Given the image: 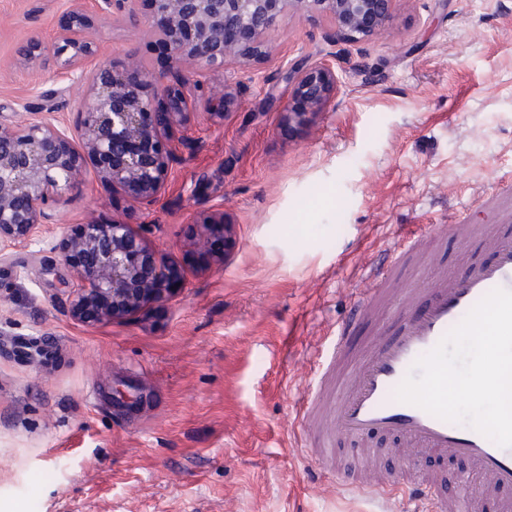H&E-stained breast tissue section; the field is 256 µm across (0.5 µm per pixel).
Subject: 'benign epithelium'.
<instances>
[{
    "instance_id": "7a95c632",
    "label": "benign epithelium",
    "mask_w": 512,
    "mask_h": 512,
    "mask_svg": "<svg viewBox=\"0 0 512 512\" xmlns=\"http://www.w3.org/2000/svg\"><path fill=\"white\" fill-rule=\"evenodd\" d=\"M308 3L331 15L333 42L357 41L381 30L399 0H151L152 22L171 66L146 74L131 64L121 72L100 67L91 74L90 94L81 105L73 140L45 118L0 124V250L25 245L49 219L51 199L70 195L90 162L101 185L151 203L167 175L171 132L187 121V95L200 88L185 73L187 62L200 68L222 65L240 52L258 49L257 39L276 22L285 2ZM84 15L71 13V25L53 45L30 40L18 49L27 66L46 57L59 70L76 67L95 53L84 36ZM242 34L226 39L227 29ZM284 89L267 97L265 111L279 126L296 132L313 124L336 96L333 62L309 59L285 71ZM234 225L224 213H202L191 228L193 243H204L215 261L235 245ZM62 261L72 269L68 283L72 313L87 322L135 316L171 295L183 283L180 270L160 263L141 233L118 220L80 225L61 240Z\"/></svg>"
}]
</instances>
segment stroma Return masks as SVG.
<instances>
[{
	"mask_svg": "<svg viewBox=\"0 0 512 512\" xmlns=\"http://www.w3.org/2000/svg\"><path fill=\"white\" fill-rule=\"evenodd\" d=\"M96 53L85 72L136 59L166 68L143 0H0V123L45 116L75 134L88 81L16 56L54 44L74 7ZM331 17L285 6L263 51L201 70L235 99H189L153 204L92 171L27 246L0 257V512H401L337 487L295 422L346 303L408 224H459L485 203L512 214V0H400L377 34L330 42ZM334 59L337 91L309 127L263 111L288 66ZM209 183L197 187L199 173ZM225 213L236 244L208 263L188 241ZM144 226L185 286L147 315L86 322L66 297L59 243L79 225ZM148 368L131 415L113 396ZM110 401L93 406L92 386Z\"/></svg>",
	"mask_w": 512,
	"mask_h": 512,
	"instance_id": "1",
	"label": "stroma"
}]
</instances>
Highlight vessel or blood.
<instances>
[{
  "instance_id": "b4317fda",
  "label": "vessel or blood",
  "mask_w": 512,
  "mask_h": 512,
  "mask_svg": "<svg viewBox=\"0 0 512 512\" xmlns=\"http://www.w3.org/2000/svg\"><path fill=\"white\" fill-rule=\"evenodd\" d=\"M448 235L460 242L450 270L436 264L432 249ZM409 259L423 268L424 277L407 285L400 268ZM496 289L512 291L509 223L412 224L376 265L337 326L316 389L297 412L299 424L310 430V452L342 488L402 497L405 512H473L479 495L496 499L498 512H512V497L501 494L512 486V449L395 396L416 360ZM384 313L390 323L380 326L365 347L351 348L350 333ZM377 433L417 455L465 460L468 470L451 482L389 470L371 442ZM344 438L356 446L340 463L337 445Z\"/></svg>"
}]
</instances>
